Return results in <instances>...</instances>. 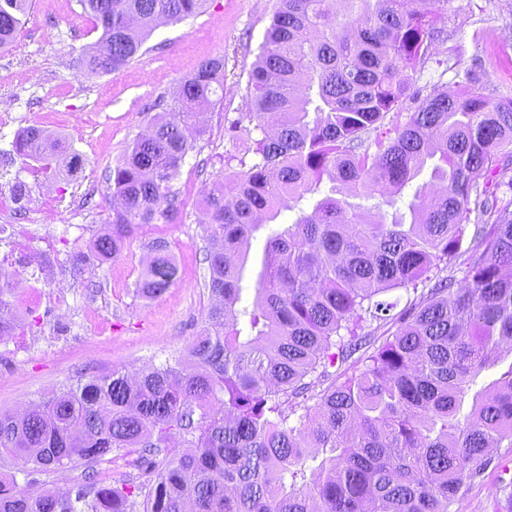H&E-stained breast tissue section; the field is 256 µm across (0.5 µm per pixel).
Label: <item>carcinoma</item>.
<instances>
[{"label": "carcinoma", "instance_id": "1", "mask_svg": "<svg viewBox=\"0 0 512 512\" xmlns=\"http://www.w3.org/2000/svg\"><path fill=\"white\" fill-rule=\"evenodd\" d=\"M101 28L79 65L129 64L158 19L181 22L205 0H78ZM451 0H278L229 126L252 147L224 154L200 221L209 293L195 362L79 379L21 417L0 413V512H448L466 481L512 448V98L490 101L477 65L454 67L457 94L411 91L410 73L443 53ZM32 0H0V48ZM418 102L404 113V102ZM224 100L211 58L161 104L106 175L123 206L70 258L116 257L142 224L178 213L175 181L204 140L197 113ZM61 138L19 132L12 151L52 169ZM438 195L409 219L373 221L346 196L390 201L424 171ZM295 217L278 222L282 197ZM268 229L253 295L242 287L251 240ZM136 292L179 279L167 242L149 245ZM412 290L408 315L379 345L383 293ZM153 473L65 496L34 474L91 468L113 455Z\"/></svg>", "mask_w": 512, "mask_h": 512}]
</instances>
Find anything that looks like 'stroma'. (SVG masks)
<instances>
[{"instance_id": "1", "label": "stroma", "mask_w": 512, "mask_h": 512, "mask_svg": "<svg viewBox=\"0 0 512 512\" xmlns=\"http://www.w3.org/2000/svg\"><path fill=\"white\" fill-rule=\"evenodd\" d=\"M276 0H207L202 13L157 27L138 57L118 71L92 76L78 59L99 38L77 0H34L16 43L0 51V99L10 100L13 118L0 126V151L10 150L16 132L38 126L59 135L82 158L76 174L53 173L51 186L70 224L38 223L39 189L30 163L15 159L0 176V190L21 182L26 200L15 204L0 225L34 229L27 243L55 240L54 262L69 265L70 252L87 249L112 213V191L104 172L149 128L152 107L172 97L181 81L205 60H224V84L234 88L210 110L200 154L191 155L175 183L181 211L168 224H143L124 241L120 254L67 279L63 295L71 322L60 326L53 307L24 294L16 352L0 348V411L15 412L49 391L81 377L130 365L149 367L184 359L205 317L208 264L200 236L201 185L223 174L229 118L243 106L248 73L270 22ZM512 23V0H452L442 28L449 46L485 72L483 93L492 101L512 97V58L500 51V35ZM206 161V173L196 164ZM165 239L180 269L178 282L161 296L138 295L135 282L148 244ZM493 462L459 492L449 512H512V448L492 449Z\"/></svg>"}]
</instances>
